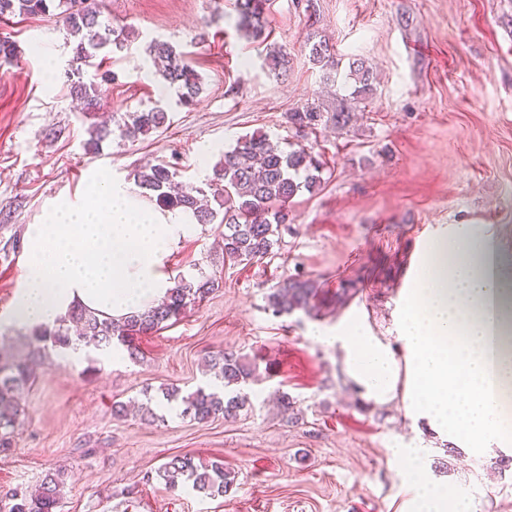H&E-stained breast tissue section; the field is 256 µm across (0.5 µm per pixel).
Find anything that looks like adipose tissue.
I'll list each match as a JSON object with an SVG mask.
<instances>
[{"label":"adipose tissue","mask_w":512,"mask_h":512,"mask_svg":"<svg viewBox=\"0 0 512 512\" xmlns=\"http://www.w3.org/2000/svg\"><path fill=\"white\" fill-rule=\"evenodd\" d=\"M191 227L189 214L155 210L93 173L76 198L54 200L44 222L28 225L26 263L0 332L55 323L77 305L111 318L151 305L170 288L166 258ZM313 337L340 351L364 399H401L409 417L452 445L512 446V415L500 406L512 388V257L484 226L458 225L427 241L406 297L403 356L358 320ZM398 454L419 512H471L455 487L431 480L424 449Z\"/></svg>","instance_id":"1"}]
</instances>
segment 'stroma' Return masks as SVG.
Returning a JSON list of instances; mask_svg holds the SVG:
<instances>
[{
	"instance_id": "obj_1",
	"label": "stroma",
	"mask_w": 512,
	"mask_h": 512,
	"mask_svg": "<svg viewBox=\"0 0 512 512\" xmlns=\"http://www.w3.org/2000/svg\"><path fill=\"white\" fill-rule=\"evenodd\" d=\"M115 29L133 30L124 49L96 57L112 81L102 111L81 112L66 77L75 40L51 17L0 18L16 46L0 59V310L13 296L25 252L12 248L54 199L75 196L92 171L134 185L144 164L174 166L182 182L206 186L224 150L257 131L291 151L311 149L323 182L289 205L274 257L223 260L221 228L197 224L172 249L171 276L202 268L220 287L176 323L141 337L140 361L89 351L74 364L32 330L0 338V350L37 362L21 394L16 445L0 453V497L47 473L62 482L58 512H415L397 445L431 449V475L468 496L476 512H512V465L504 452L477 455L414 427L401 400L373 405L348 383L336 348L317 328L362 321L401 351L406 292L425 242L451 224H481L512 255V0H270L266 45L237 30L233 0H107ZM161 39L184 46L201 77L189 107L155 77L144 52ZM327 41L332 69L309 48ZM290 63L277 74L266 46ZM360 59L369 87L347 81ZM344 110V128L296 132L287 113L305 104ZM165 108L170 121L138 139L111 135L85 153L91 123L106 112ZM318 286V313L267 308L290 275ZM352 297L337 303L341 289ZM218 351L246 356L259 376L236 419L205 423L170 413L164 388L213 384ZM291 405L281 409L280 394ZM149 403L153 416L112 414L116 402ZM223 462L236 475L225 496L147 480L173 456Z\"/></svg>"
}]
</instances>
